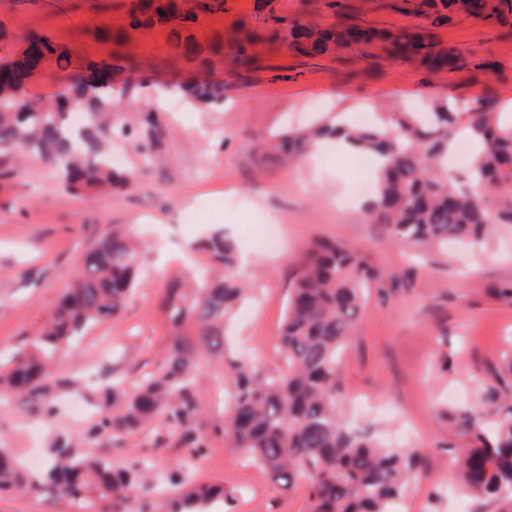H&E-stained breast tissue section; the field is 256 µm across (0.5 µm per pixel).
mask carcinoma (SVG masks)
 Wrapping results in <instances>:
<instances>
[{
    "instance_id": "carcinoma-1",
    "label": "carcinoma",
    "mask_w": 512,
    "mask_h": 512,
    "mask_svg": "<svg viewBox=\"0 0 512 512\" xmlns=\"http://www.w3.org/2000/svg\"><path fill=\"white\" fill-rule=\"evenodd\" d=\"M369 2L374 10L413 15L422 23L377 29L358 21L363 6L328 0L323 6L336 22L323 26L308 20L307 12L288 18L279 14L278 0H261L252 21L234 27L232 52L226 55L224 36L202 43L192 33L224 12L225 0H114L106 8L120 12L125 24L97 29L99 38L116 47L112 62L75 72L70 71L72 50L32 31L25 44L40 49L22 50L8 62L6 77L24 83L49 59L62 76L47 102L0 95V181L19 179L27 164L40 162L54 166L68 196L131 185V173L110 164L108 143L133 136L144 155L159 136L152 112L114 124L120 107L110 94L112 76L137 70L136 61L122 52L131 30L165 29V53L174 70L197 75L179 88L190 102L213 107L224 104V83L212 72L227 64L250 70L267 49L309 58L397 59L434 71L466 66L463 55L436 39L434 28L458 18L512 28V0ZM323 6L315 5L314 11ZM72 111L85 117L77 129L69 125ZM340 132L354 142L355 154L380 161L376 199L367 212L387 236L408 245L456 240L480 249L497 227L512 224V119H501L492 94L478 97L464 112L446 100L434 101L424 115L377 112L368 126L338 124L331 117L308 129L288 130L267 147L292 162ZM461 137L473 152L467 188L448 180V154ZM197 249L207 255L214 274L174 280L164 289L160 308L170 339L163 361L140 379L119 413L106 412L87 429V447L57 442L39 476L29 477L15 455L0 448V492L45 494L67 502L72 512H201L227 497L224 484H188L173 470L168 482L174 491L164 499L139 461L116 468L110 457L94 450L103 431L140 430L156 418L166 432L178 433L190 452L205 447L196 387L204 371L214 368V359L223 358L224 322L245 298L247 284L237 272L236 245L224 230L210 233ZM143 251L144 244L121 229L91 241L42 329L9 358L10 368L0 371V384L24 402L42 398L56 384L57 353L74 337L120 315L138 283ZM405 284L402 276L372 264L366 251L317 240L296 264L276 341L280 364L225 363L221 383L230 406L224 412V435L282 488L303 484V512H395V504L420 477L419 450L384 446L374 434L354 430L343 416L341 350L365 314L369 296L387 301ZM439 416L465 439L466 447L453 449L452 457L463 488L499 504L500 512H512V351L487 371L476 404L446 408Z\"/></svg>"
}]
</instances>
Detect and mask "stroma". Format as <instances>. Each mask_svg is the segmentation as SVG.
I'll return each mask as SVG.
<instances>
[{
    "label": "stroma",
    "instance_id": "1",
    "mask_svg": "<svg viewBox=\"0 0 512 512\" xmlns=\"http://www.w3.org/2000/svg\"><path fill=\"white\" fill-rule=\"evenodd\" d=\"M96 2L0 0V62L14 59L34 29L76 47V64L110 59L112 43L95 31L116 23L117 15L97 11ZM256 12V0H227L225 12L196 27L195 35L208 41ZM435 35L464 52L470 68L431 72L398 60L368 66L267 53L251 71H216L224 82L221 106L169 97L160 107V145L151 162L142 164L134 148L126 150L123 167L136 174L129 189L68 196L53 168L42 163L1 188L0 352L22 348L39 332L90 241L123 224L145 231L147 249L144 273L120 318L96 325L61 350L58 384L46 396L55 418L19 402L0 403V448L37 472L57 440L83 446L101 410L97 387L112 377L133 385L162 361L169 328L159 308L161 292L174 274L206 267V256L191 245L217 228L234 239L245 260L243 276L253 285L246 306L257 314L251 322L232 319L228 353L276 365L275 339L295 265L311 241L329 239L366 249L378 267L411 277L390 301L370 300L344 353L345 390L352 399L347 422L372 428L392 446L426 450L424 471L410 485L402 512H498L495 504L456 492L446 448L459 439L438 411L475 403L486 369L500 362L512 336V302L490 294L512 281V227H499L482 251L453 243L432 249L392 243L355 198L356 171L335 148L321 146L302 173L260 148L288 127L306 124L311 115L305 106L312 101L332 113L370 103L421 111L437 99L463 109L489 91L500 108L512 107V33L460 21ZM166 41V31L152 28L136 31L125 45L140 65L141 87L122 94L124 110H144V89H169L177 81L164 59ZM487 57L498 64L490 75L475 68ZM200 198L211 199V207L197 223H185L184 208ZM265 227L279 236V251L260 247L257 234ZM222 389L210 374L198 383L202 455L191 456L173 435L155 447L154 424L121 435L104 432L96 448L109 454L119 441L124 452L118 462L136 458L159 472L181 469L194 483L231 487L233 498L209 512H302V491L273 483L225 437L219 426L224 406L215 400ZM77 401L88 407L87 416L68 415Z\"/></svg>",
    "mask_w": 512,
    "mask_h": 512
}]
</instances>
